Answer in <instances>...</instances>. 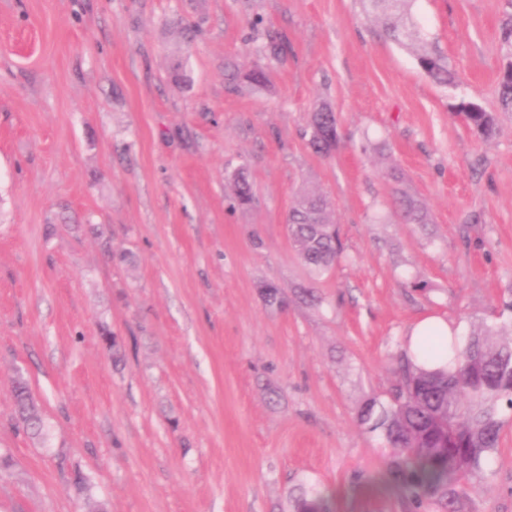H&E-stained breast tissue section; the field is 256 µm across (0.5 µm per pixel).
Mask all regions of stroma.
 <instances>
[{"mask_svg":"<svg viewBox=\"0 0 512 512\" xmlns=\"http://www.w3.org/2000/svg\"><path fill=\"white\" fill-rule=\"evenodd\" d=\"M510 12L415 0L446 88L360 0H0V512H291L310 488L332 512H443L378 490L391 450L357 414L398 384L416 322L462 332L512 300ZM231 59L267 87L229 89ZM464 98L493 138L453 114ZM324 104L328 158L307 145ZM305 189L335 202L345 253L316 283L286 231ZM395 192L427 223H400ZM20 376L48 443L14 418ZM491 470L464 512H512V422ZM472 101L461 100L453 105V112L460 117L471 129L486 139L492 138L497 131V117L494 112L484 108L473 110ZM310 128L308 144L314 153L329 156L336 151L341 140L336 112L328 107L318 108L312 112Z\"/></svg>","mask_w":512,"mask_h":512,"instance_id":"stroma-1","label":"stroma"}]
</instances>
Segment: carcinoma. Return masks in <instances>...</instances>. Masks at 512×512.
Here are the masks:
<instances>
[{"label": "carcinoma", "mask_w": 512, "mask_h": 512, "mask_svg": "<svg viewBox=\"0 0 512 512\" xmlns=\"http://www.w3.org/2000/svg\"><path fill=\"white\" fill-rule=\"evenodd\" d=\"M368 12L382 23L383 33L399 45L412 49L424 72L437 84L452 86L455 73L448 58L426 47L419 26L408 22L413 0H365ZM500 49L512 66V13L501 23ZM227 79H241L252 86L267 83L260 67L241 70L227 67ZM501 108L512 112V77L499 81ZM453 112L486 139L497 131L495 113L474 110L461 100ZM308 141L314 153L328 156L340 144L336 112L321 107L312 112ZM234 199L241 206L253 202L251 184L242 172L230 180ZM401 223L425 224L421 204L406 195L394 201ZM289 237L296 255L314 281L330 275L342 254L333 202L315 191H302L288 209ZM448 350V366L431 364L441 349ZM423 359L404 351L401 379L390 399L373 396L365 400L360 424L379 434L393 453L387 462L384 488L403 494L414 508L427 500L444 503L448 512H461V505L474 489L472 479L485 473L500 444L506 413L512 412V321L487 322L472 327L447 345L434 337L422 340ZM19 423L31 434H43L38 404L26 382L15 388ZM293 512H330L326 498L303 491L292 499Z\"/></svg>", "instance_id": "obj_1"}]
</instances>
